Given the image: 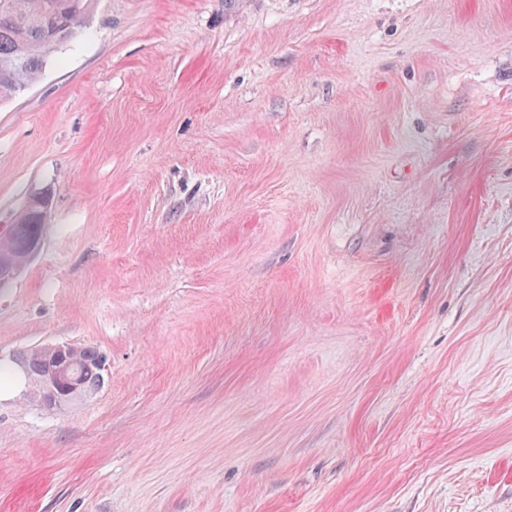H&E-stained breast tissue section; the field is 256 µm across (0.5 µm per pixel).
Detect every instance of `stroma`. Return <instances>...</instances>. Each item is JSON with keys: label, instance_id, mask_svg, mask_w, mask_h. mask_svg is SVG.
I'll list each match as a JSON object with an SVG mask.
<instances>
[{"label": "stroma", "instance_id": "obj_1", "mask_svg": "<svg viewBox=\"0 0 512 512\" xmlns=\"http://www.w3.org/2000/svg\"><path fill=\"white\" fill-rule=\"evenodd\" d=\"M0 512H512V0H92L0 102ZM41 207L40 216L42 224L45 221V209L46 205L44 204V197L35 195L30 198L20 215L17 217L15 224L12 225L10 230L4 235L0 237V247L7 252H10L15 260L22 264L25 260L24 256V242L34 235H38L39 233V216L37 211L34 210L27 217V223H23L24 217L34 208ZM49 349L52 356L56 359L65 358L71 351L69 360L71 361L73 370H75L76 377L80 387L85 392H91L99 389L103 384V366L104 360L102 354L91 347H78L71 346L70 344H51L36 348ZM82 390L74 387V399H80L87 396ZM21 367L24 369L26 377L30 383L31 388L35 389L34 395L40 393L42 390V383L45 376L48 375L51 369L48 355L35 351L32 349L28 352L22 353L18 358ZM66 374V368H55L49 376L45 379L41 395L36 397L40 405L44 407H54V388L57 382Z\"/></svg>", "mask_w": 512, "mask_h": 512}]
</instances>
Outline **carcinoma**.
Instances as JSON below:
<instances>
[{
    "label": "carcinoma",
    "instance_id": "obj_1",
    "mask_svg": "<svg viewBox=\"0 0 512 512\" xmlns=\"http://www.w3.org/2000/svg\"><path fill=\"white\" fill-rule=\"evenodd\" d=\"M0 101L34 83L55 38L72 37L83 21L91 0H0ZM39 233V216L31 212L27 223L14 224L0 237V248L24 262V242ZM31 388L39 393L51 369L48 355L30 350L20 355ZM80 387L91 392L103 384L104 360L91 347H72L69 357Z\"/></svg>",
    "mask_w": 512,
    "mask_h": 512
}]
</instances>
